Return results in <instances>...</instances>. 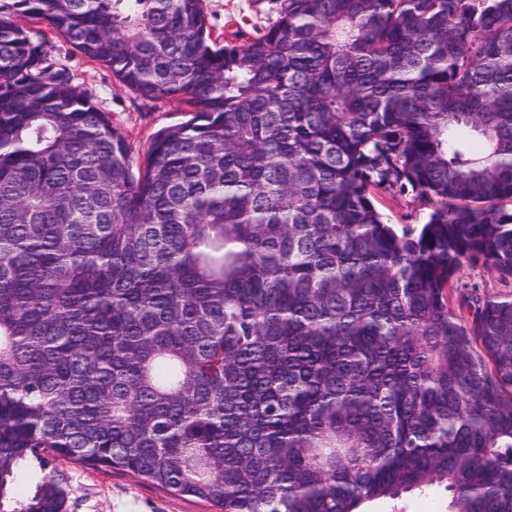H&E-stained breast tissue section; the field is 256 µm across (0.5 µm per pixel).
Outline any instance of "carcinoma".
Masks as SVG:
<instances>
[{"instance_id":"obj_1","label":"carcinoma","mask_w":512,"mask_h":512,"mask_svg":"<svg viewBox=\"0 0 512 512\" xmlns=\"http://www.w3.org/2000/svg\"><path fill=\"white\" fill-rule=\"evenodd\" d=\"M16 17L193 116L134 171ZM506 203L512 0H282L222 47L202 0H0V512H65L45 453L218 512H512V297L456 279L512 280ZM379 200V207L388 218V222L396 224L401 230L404 225L417 227L422 224L429 212L427 207L420 206L419 203H413L412 199L404 196L390 197L382 195ZM461 284L479 286L481 293L490 299L512 296V281H503L491 267L482 261L464 262L458 273ZM436 498L445 500L446 496L439 491L437 496L433 495H410L391 503L386 501H373L365 504L361 510L366 512H441L444 508L437 505ZM394 504V506H393Z\"/></svg>"}]
</instances>
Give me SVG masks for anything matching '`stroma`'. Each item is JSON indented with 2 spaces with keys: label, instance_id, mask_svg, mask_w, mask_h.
<instances>
[{
  "label": "stroma",
  "instance_id": "1",
  "mask_svg": "<svg viewBox=\"0 0 512 512\" xmlns=\"http://www.w3.org/2000/svg\"><path fill=\"white\" fill-rule=\"evenodd\" d=\"M212 33L218 38L247 40L273 24L281 0H203ZM32 34L47 33L45 24L26 21ZM47 49L67 59L75 85L104 112L129 143L134 162H142L155 133L189 119V108L176 101L152 102L125 88L105 66L85 58L57 34ZM461 284L479 286L494 299L512 296V281L501 280L485 263H463ZM54 467L67 480V512H213L212 508L169 493L129 473L91 468L68 461Z\"/></svg>",
  "mask_w": 512,
  "mask_h": 512
}]
</instances>
